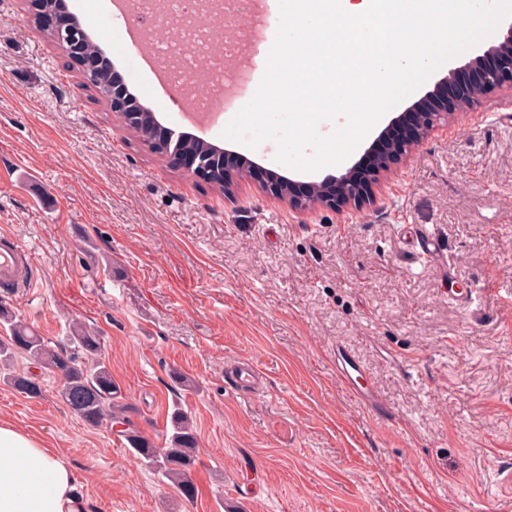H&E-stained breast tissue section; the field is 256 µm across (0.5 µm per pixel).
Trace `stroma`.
<instances>
[{
  "label": "stroma",
  "mask_w": 512,
  "mask_h": 512,
  "mask_svg": "<svg viewBox=\"0 0 512 512\" xmlns=\"http://www.w3.org/2000/svg\"><path fill=\"white\" fill-rule=\"evenodd\" d=\"M129 89L175 128L181 94L132 58L112 0H67ZM33 25L0 0V234L33 253L31 285L0 301L49 341L94 328L133 420L161 437L174 400L198 432L186 501L114 430L92 428L37 379L0 385V420L75 468L87 512H512V97L439 128L397 165L376 206L300 214L259 187L233 196L136 139ZM208 142L296 181L277 145ZM441 252L423 258L419 234ZM92 241L111 257L95 265ZM476 291L471 306L449 289ZM382 401L369 411L336 374V348ZM252 365L258 381L231 380ZM194 378L182 394L173 372Z\"/></svg>",
  "instance_id": "obj_1"
}]
</instances>
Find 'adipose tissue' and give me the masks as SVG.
I'll return each mask as SVG.
<instances>
[{
	"mask_svg": "<svg viewBox=\"0 0 512 512\" xmlns=\"http://www.w3.org/2000/svg\"><path fill=\"white\" fill-rule=\"evenodd\" d=\"M0 512H86L66 457L6 421H0Z\"/></svg>",
	"mask_w": 512,
	"mask_h": 512,
	"instance_id": "obj_1",
	"label": "adipose tissue"
}]
</instances>
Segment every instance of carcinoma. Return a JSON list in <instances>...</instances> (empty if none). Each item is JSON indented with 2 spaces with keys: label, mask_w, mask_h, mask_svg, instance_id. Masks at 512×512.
<instances>
[{
  "label": "carcinoma",
  "mask_w": 512,
  "mask_h": 512,
  "mask_svg": "<svg viewBox=\"0 0 512 512\" xmlns=\"http://www.w3.org/2000/svg\"><path fill=\"white\" fill-rule=\"evenodd\" d=\"M101 339L81 322L69 325L67 345H48L32 327L17 318L11 305L0 304V384L30 397L42 394L38 381L17 371V355L57 376L58 397L85 425H126L122 431L129 451L192 500L197 485L191 476L197 449L192 413L175 402L164 445L148 439L131 419L134 408L122 402L123 391L112 379L110 364L100 354Z\"/></svg>",
  "instance_id": "cac0c4a2"
}]
</instances>
